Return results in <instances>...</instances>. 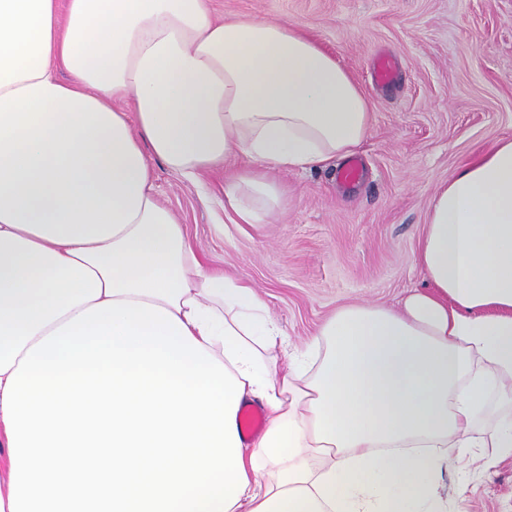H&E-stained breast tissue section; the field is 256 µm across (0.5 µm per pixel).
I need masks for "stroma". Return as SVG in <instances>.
<instances>
[{
    "instance_id": "stroma-1",
    "label": "stroma",
    "mask_w": 512,
    "mask_h": 512,
    "mask_svg": "<svg viewBox=\"0 0 512 512\" xmlns=\"http://www.w3.org/2000/svg\"><path fill=\"white\" fill-rule=\"evenodd\" d=\"M216 14L303 24L352 74L373 123L357 150L363 176L340 183L341 164L283 174L288 206L269 224H235L224 175L191 183L155 166L160 198L211 267L256 288L289 348L338 308L396 306L428 285L417 263L436 189L499 139L512 137V0H213ZM398 68L372 78L378 56ZM467 477L449 471V512H512V458Z\"/></svg>"
}]
</instances>
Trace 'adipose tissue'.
Segmentation results:
<instances>
[{
	"label": "adipose tissue",
	"instance_id": "adipose-tissue-1",
	"mask_svg": "<svg viewBox=\"0 0 512 512\" xmlns=\"http://www.w3.org/2000/svg\"><path fill=\"white\" fill-rule=\"evenodd\" d=\"M371 124L300 26L0 0V512H448V449L512 457V137L435 192L428 288L338 309L279 371L256 289L207 267L155 188L157 162L220 171L225 208L263 224L279 172L351 156Z\"/></svg>",
	"mask_w": 512,
	"mask_h": 512
}]
</instances>
